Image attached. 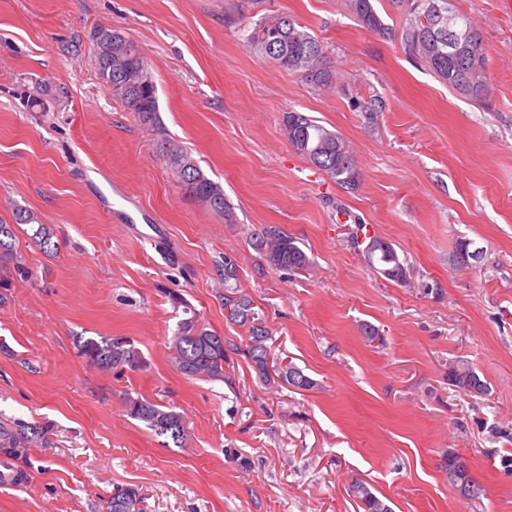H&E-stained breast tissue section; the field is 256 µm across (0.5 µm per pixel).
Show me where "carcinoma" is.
I'll return each instance as SVG.
<instances>
[{
    "mask_svg": "<svg viewBox=\"0 0 512 512\" xmlns=\"http://www.w3.org/2000/svg\"><path fill=\"white\" fill-rule=\"evenodd\" d=\"M406 24L402 33L405 53L425 66L448 88L465 98L481 99L488 88V57L484 45L475 42L478 34L469 17L462 13L456 0H404ZM347 9L359 23L371 31L386 33L387 27L377 13L373 0H347ZM246 41L253 53L292 73H301L321 87L333 82V74L324 66V46L319 37L290 15H278L261 21L248 34ZM95 69L108 86L120 83L125 93L118 98L143 124L155 131L159 151L176 182L181 186L196 185L200 205L233 224L236 218L224 197L223 186L209 178L199 163L181 142L165 132L158 116L157 87L147 58L138 44L121 31L112 30V39L91 41ZM282 131L295 151L312 167L326 174L337 185L352 189L357 185L359 171L353 150L343 137L327 129L302 112L289 111L282 115ZM16 223L34 227L32 239L41 248L51 243L52 232L39 222L32 212H19ZM255 249L271 267L279 271H305L312 264L307 252L297 241L277 227H269L254 239ZM405 262L394 249L378 251L369 257V266L381 275L400 269ZM0 267L25 272L23 260L15 247L13 225L0 221ZM173 301L184 309L186 318L178 324L168 339L170 359L178 361L176 369L183 376L198 379L224 378V362L234 345L225 341L181 297ZM226 319L248 327V342L242 353L264 383L272 377L261 360L268 351L269 332L258 333V319L251 300L245 294L229 297L224 302ZM79 355L92 366L106 372L132 371L142 366V357L134 340L116 336L98 341L82 338L77 342ZM478 374L465 366H454L449 372L452 384L467 392ZM126 413L145 424L164 444L176 448L186 445L187 432L183 415L171 407L153 401L139 393H125ZM48 425L28 423L21 419L0 421V453L17 456L28 448H47L51 444ZM352 493L362 503L363 512H391V508L362 482L352 485ZM139 489L126 487L116 490L106 501L107 512H142Z\"/></svg>",
    "mask_w": 512,
    "mask_h": 512,
    "instance_id": "obj_1",
    "label": "carcinoma"
}]
</instances>
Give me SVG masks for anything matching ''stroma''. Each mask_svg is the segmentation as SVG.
Instances as JSON below:
<instances>
[{
  "label": "stroma",
  "instance_id": "stroma-1",
  "mask_svg": "<svg viewBox=\"0 0 512 512\" xmlns=\"http://www.w3.org/2000/svg\"><path fill=\"white\" fill-rule=\"evenodd\" d=\"M457 3L489 59L478 102L404 54L394 0H375L385 35L345 0H0V221L29 271L0 270V415L52 429L50 447L0 455V512H105L121 486L139 487L143 512H363L357 480L392 512H512V0ZM281 14L322 40L335 88L252 53L249 29ZM97 27L139 45L162 123L223 185L235 223L184 193L99 78ZM372 98L381 111L359 110ZM290 110L350 142L355 189L291 147ZM20 208L51 228L49 248ZM360 224L406 258L410 285L363 262ZM268 226L308 270L266 263L252 240ZM463 239L483 251L475 268L450 261ZM235 288L271 335L270 368L293 363L310 388L264 384L239 355L247 330L224 316ZM175 295L236 345L225 379L171 364ZM81 336L132 337L143 365L99 371ZM462 363L486 394L450 384ZM130 391L181 412L186 447L130 418ZM450 451L478 497L449 486Z\"/></svg>",
  "mask_w": 512,
  "mask_h": 512
}]
</instances>
